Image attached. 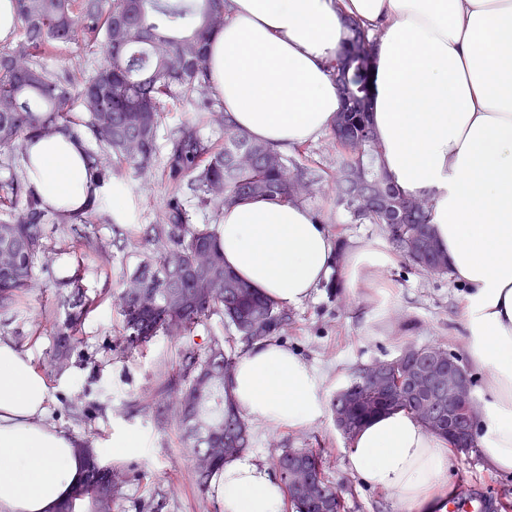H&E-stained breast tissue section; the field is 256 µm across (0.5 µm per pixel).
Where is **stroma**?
<instances>
[{"instance_id":"1","label":"stroma","mask_w":512,"mask_h":512,"mask_svg":"<svg viewBox=\"0 0 512 512\" xmlns=\"http://www.w3.org/2000/svg\"><path fill=\"white\" fill-rule=\"evenodd\" d=\"M152 179L134 172L112 182V195L104 196L100 210L111 223L89 224V233L111 240L121 230L129 244L113 250L109 265L93 259L76 263L80 248L72 238L52 234L55 253L52 276L46 287L35 289L11 310L0 313V338L16 341L29 354L34 366L44 371L51 402L47 426L82 439L99 451L104 464L127 475L114 512H221L211 492L201 491L194 474L191 450L182 437L177 419L157 420L152 408L162 383L171 375L178 359L176 339L159 335L147 346L123 352L122 316L113 303L126 273L138 263L133 240L145 225L159 221L166 198H186L192 223H204L209 213L190 200L187 188H175L163 177L162 163H155ZM120 195L121 210H113L112 197ZM309 207L320 214L330 231L351 248L387 244L380 225L352 221L347 207L323 196H315ZM82 265V284L97 304L77 333L78 344L63 371L50 370L53 325L68 314L57 279L69 276ZM394 294L389 315L374 323L366 317L379 306L371 292H343L329 296L317 288L302 304L291 308L292 321L282 341L301 355L322 381L326 400L351 379L361 366L396 357L408 345L441 344L461 354L464 333L460 306L464 290L451 277H434L397 258L387 271ZM252 446L247 455L269 466L286 448H320L325 473L341 490L344 512H407L393 498L362 487L346 466V439L337 431L331 410L311 427L296 432L273 430L252 423ZM134 436L138 448L113 456L117 440ZM457 491H471L486 501V512H512V473L495 474L485 469L480 449L459 454L452 471Z\"/></svg>"}]
</instances>
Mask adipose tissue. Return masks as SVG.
Wrapping results in <instances>:
<instances>
[{
    "mask_svg": "<svg viewBox=\"0 0 512 512\" xmlns=\"http://www.w3.org/2000/svg\"><path fill=\"white\" fill-rule=\"evenodd\" d=\"M209 47L212 81L234 130L287 153L333 131L342 97L331 74L345 20L378 42L370 123L404 194L432 204V233L463 287V350L483 401L481 454L512 472V0H228ZM29 183L52 207L84 206L92 177L77 142L31 138ZM224 264L261 297L295 307L326 280L338 241L300 202L265 197L224 210ZM394 251L350 249L346 288L389 297ZM237 412L299 431L323 414L321 381L280 339L254 342L230 377ZM45 376L0 338V512H58L81 479L79 439L49 430ZM364 487L408 512H443L457 450L411 412L367 421L345 450ZM211 489L224 512H285L267 467L238 458Z\"/></svg>",
    "mask_w": 512,
    "mask_h": 512,
    "instance_id": "adipose-tissue-1",
    "label": "adipose tissue"
}]
</instances>
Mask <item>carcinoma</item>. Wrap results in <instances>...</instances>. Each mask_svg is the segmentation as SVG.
Listing matches in <instances>:
<instances>
[{
  "instance_id": "1",
  "label": "carcinoma",
  "mask_w": 512,
  "mask_h": 512,
  "mask_svg": "<svg viewBox=\"0 0 512 512\" xmlns=\"http://www.w3.org/2000/svg\"><path fill=\"white\" fill-rule=\"evenodd\" d=\"M13 28L19 36L0 44V148L23 153L31 137L66 133L82 142L83 161L96 176L95 187L107 188L112 178L130 168L147 177L154 167L157 131L164 119V102L179 98L203 102L197 119L183 123L171 135L166 155L168 179L191 180L198 204L220 218L224 208L245 197H269L302 202L322 191V177L265 144L236 132L224 119V105H214L209 41L228 19L226 0H12ZM337 63L344 85L342 111L347 136L335 141L336 170L330 191L353 220L379 224L390 242L416 269L431 275L448 274V261L436 249L415 253L410 239L432 243V206L424 197L411 198L389 179L379 164L375 132L369 123V79L375 62V39L354 21ZM76 45L100 57L78 82L42 62L49 48ZM78 111H73V103ZM208 125L224 128V144L201 134ZM91 198L77 210L49 207L31 189L27 170L0 184V309L13 307L25 293L39 287L35 267L49 264L44 240L46 224L84 239L102 265L110 263L107 247L79 225L92 220L108 223ZM149 251L123 284L115 305L126 332L123 350H132L164 334L181 340L180 362L164 393L178 419L187 447L213 448L208 470L197 476L207 489L214 472L251 445L248 422L236 413L228 380L237 354L224 342L211 340L206 352L194 341V329L212 316L243 341L280 336L288 329V312L257 295L224 268L216 225L193 224L178 198L168 201L162 222L144 235ZM72 287L68 319L55 326L56 348L50 362L64 364L76 342V330L94 305L79 285V273L67 279ZM404 370L412 374L427 357L426 347L410 346ZM373 382L357 369L341 409L356 433L370 418L400 405L379 401L365 404L362 394ZM206 427L199 439L195 427ZM82 480L68 512L88 501L90 512H113L120 483L104 486L111 468L100 465L90 448L81 447ZM280 454V462L313 477L300 489L281 476L295 512H343V498L324 475L319 451L301 456Z\"/></svg>"
}]
</instances>
